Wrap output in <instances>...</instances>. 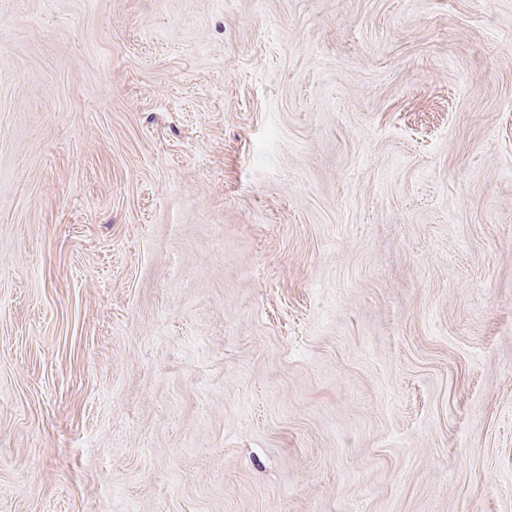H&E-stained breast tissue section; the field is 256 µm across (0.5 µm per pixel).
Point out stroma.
<instances>
[{"label": "stroma", "mask_w": 512, "mask_h": 512, "mask_svg": "<svg viewBox=\"0 0 512 512\" xmlns=\"http://www.w3.org/2000/svg\"><path fill=\"white\" fill-rule=\"evenodd\" d=\"M0 512H512V0H0Z\"/></svg>", "instance_id": "35a3bbf8"}]
</instances>
